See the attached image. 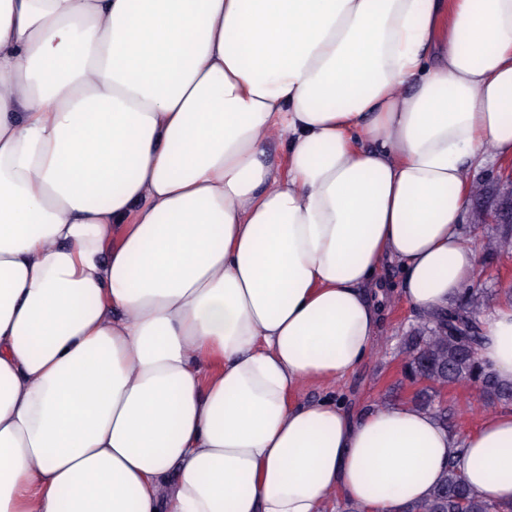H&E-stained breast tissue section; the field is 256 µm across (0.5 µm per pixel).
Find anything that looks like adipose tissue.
<instances>
[{"instance_id":"ef3b65f1","label":"adipose tissue","mask_w":512,"mask_h":512,"mask_svg":"<svg viewBox=\"0 0 512 512\" xmlns=\"http://www.w3.org/2000/svg\"><path fill=\"white\" fill-rule=\"evenodd\" d=\"M487 142L512 0H0V512H405L455 448L511 505L512 410L297 398L372 353L383 264L421 312L474 277ZM482 321L512 385V293ZM265 158L273 168L284 171L287 165V143L283 138H272L265 146Z\"/></svg>"}]
</instances>
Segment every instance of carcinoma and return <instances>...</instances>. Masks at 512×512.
<instances>
[{"label":"carcinoma","mask_w":512,"mask_h":512,"mask_svg":"<svg viewBox=\"0 0 512 512\" xmlns=\"http://www.w3.org/2000/svg\"><path fill=\"white\" fill-rule=\"evenodd\" d=\"M467 292V303L426 313L421 327L408 337L411 350L406 374L412 383L420 385L414 396L418 409L431 410L432 394L454 385L477 386L488 405L512 403V386L500 384L476 357L481 339L480 314L489 296L478 288ZM433 414L447 423V412L439 409ZM461 465L460 456L452 457L428 498L407 512H506L465 482Z\"/></svg>","instance_id":"carcinoma-1"}]
</instances>
